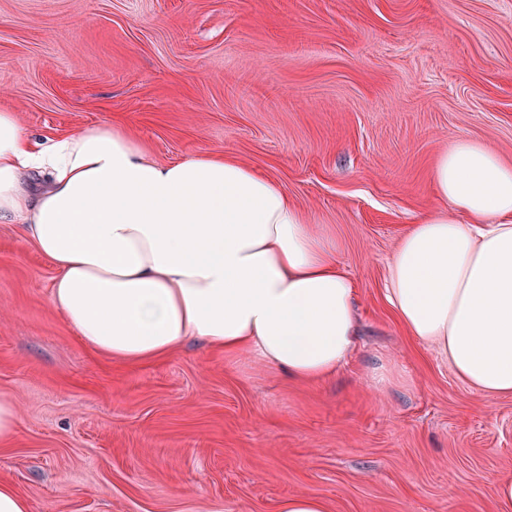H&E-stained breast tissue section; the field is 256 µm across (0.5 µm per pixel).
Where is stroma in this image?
<instances>
[{"label":"stroma","mask_w":512,"mask_h":512,"mask_svg":"<svg viewBox=\"0 0 512 512\" xmlns=\"http://www.w3.org/2000/svg\"><path fill=\"white\" fill-rule=\"evenodd\" d=\"M0 105L46 140L120 120L162 163L236 158L336 241L360 346L302 384L191 343L131 368L53 307V267L0 223V481L29 512H496L512 397L405 336L385 298L460 138L512 161V0H0ZM393 382L378 384L381 368ZM17 412L13 399L0 393V443H8L17 434ZM280 512H327L325 502L312 492H303L283 501Z\"/></svg>","instance_id":"obj_1"}]
</instances>
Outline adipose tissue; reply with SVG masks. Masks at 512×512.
Wrapping results in <instances>:
<instances>
[{"label":"adipose tissue","instance_id":"obj_1","mask_svg":"<svg viewBox=\"0 0 512 512\" xmlns=\"http://www.w3.org/2000/svg\"><path fill=\"white\" fill-rule=\"evenodd\" d=\"M443 202L410 225L386 299L470 387L512 396V163L461 138ZM58 271L54 306L130 366L195 340L289 378H332L357 347L354 285L287 190L216 153L154 160L122 124L37 141L0 106V222Z\"/></svg>","mask_w":512,"mask_h":512}]
</instances>
